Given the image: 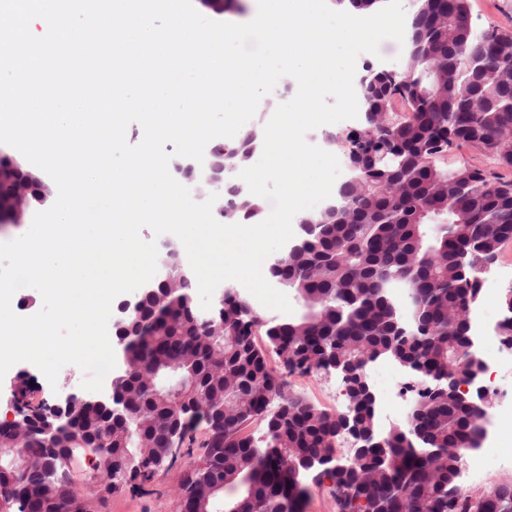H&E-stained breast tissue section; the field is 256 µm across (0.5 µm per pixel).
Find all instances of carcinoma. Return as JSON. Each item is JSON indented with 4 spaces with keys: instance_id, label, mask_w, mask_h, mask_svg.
Instances as JSON below:
<instances>
[{
    "instance_id": "carcinoma-1",
    "label": "carcinoma",
    "mask_w": 512,
    "mask_h": 512,
    "mask_svg": "<svg viewBox=\"0 0 512 512\" xmlns=\"http://www.w3.org/2000/svg\"><path fill=\"white\" fill-rule=\"evenodd\" d=\"M410 2L421 49L403 63L413 81L392 85L386 102H411L413 112L384 131L340 137L345 154L380 157L333 199L358 220L316 215V229L283 258L280 275L305 313L272 328L228 300L201 315L191 278H178L127 322L120 355L129 373L117 387L135 393L123 420L79 401L69 429L57 428L47 403L23 405L34 424L26 437L0 424V449H10L0 459V512H96L99 492L137 488L172 468L202 424L203 452L182 476L177 512H303L308 478L330 481L336 512H512V498L472 495L459 484L457 467L479 448L484 411L448 391L470 373L451 356L465 337L449 312L480 294L477 258L512 242V181L441 165L449 150L473 145L512 169V99L500 89L512 50L478 38L470 0ZM49 198L0 158V224L20 223L24 209ZM253 205L251 195L236 194L224 220H258ZM393 282L412 294L410 316L422 324L407 338L393 331L404 316ZM360 354L415 363L420 437L410 445L407 433L388 432L381 446L352 451L333 470H304L303 461L336 455L341 414L367 433L378 427L376 408L357 398L328 412L288 391L284 374L318 373ZM78 453L97 472L84 493L71 474ZM217 462L223 487L211 493Z\"/></svg>"
}]
</instances>
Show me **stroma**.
I'll use <instances>...</instances> for the list:
<instances>
[{
	"instance_id": "stroma-1",
	"label": "stroma",
	"mask_w": 512,
	"mask_h": 512,
	"mask_svg": "<svg viewBox=\"0 0 512 512\" xmlns=\"http://www.w3.org/2000/svg\"><path fill=\"white\" fill-rule=\"evenodd\" d=\"M486 291L480 296L473 315L483 343L495 340L494 327L502 317L500 299L502 293L512 288V243L500 252L491 271L484 276ZM83 372L75 365L64 366L56 383H49L33 364L20 362L0 379V421L10 419L14 409L10 402L13 389H22L27 401L32 403L63 402L67 395L81 393ZM290 391L304 396L317 407L329 412L343 409L346 397L343 386L335 374L324 372L288 377ZM199 447L183 449L172 469L160 472L143 490L122 489L107 494L98 506L99 512H175L178 485L185 470L200 455Z\"/></svg>"
}]
</instances>
